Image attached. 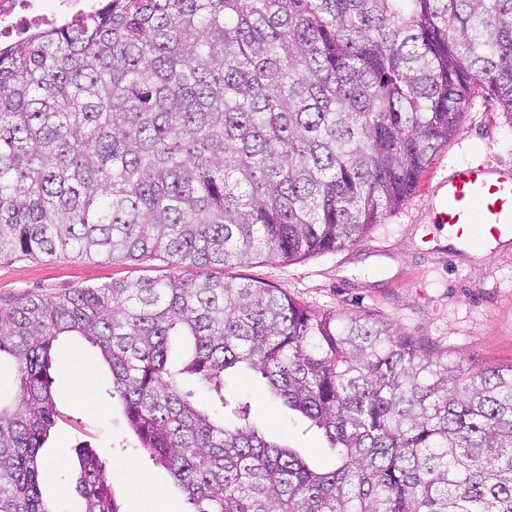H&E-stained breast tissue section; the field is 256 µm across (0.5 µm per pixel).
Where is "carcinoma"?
Returning <instances> with one entry per match:
<instances>
[{"label":"carcinoma","mask_w":512,"mask_h":512,"mask_svg":"<svg viewBox=\"0 0 512 512\" xmlns=\"http://www.w3.org/2000/svg\"><path fill=\"white\" fill-rule=\"evenodd\" d=\"M479 92L512 113V0H104L0 48V257L185 268L0 305L17 364L0 512H62L41 454L62 336L99 350L186 512H512V367L213 274L354 245ZM240 367L323 433L334 469L265 438L228 390ZM76 455L83 512H120L112 469Z\"/></svg>","instance_id":"cac0c4a2"}]
</instances>
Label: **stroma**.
Returning a JSON list of instances; mask_svg holds the SVG:
<instances>
[{
	"label": "stroma",
	"instance_id": "1",
	"mask_svg": "<svg viewBox=\"0 0 512 512\" xmlns=\"http://www.w3.org/2000/svg\"><path fill=\"white\" fill-rule=\"evenodd\" d=\"M484 161L512 167V118L491 96L475 94L456 134L398 209L384 215L352 246L294 261L265 257L224 270L228 282L260 281L285 291L302 307L341 316L357 314L387 322L428 348L448 353L475 369L512 367V246L485 256L457 255L428 223L427 188L448 165ZM162 256L136 261L107 255L0 259V304L37 294L59 296L72 289L115 280L182 275ZM52 393L58 419L44 448L47 462H63L58 480L45 489L63 512H80L76 491L81 447L94 449L112 466V491L122 512H161L163 504L183 512L185 503L170 475L136 449L122 407L112 399L110 371L95 347L75 336L60 337ZM93 364L96 381L86 393L74 388L69 359ZM248 402L250 418L270 439L294 448L321 466L334 462L323 434L272 399L259 375L229 380ZM163 491L162 501L135 496V480Z\"/></svg>",
	"mask_w": 512,
	"mask_h": 512
}]
</instances>
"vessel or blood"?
I'll list each match as a JSON object with an SVG mask.
<instances>
[{
	"label": "vessel or blood",
	"instance_id": "b4317fda",
	"mask_svg": "<svg viewBox=\"0 0 512 512\" xmlns=\"http://www.w3.org/2000/svg\"><path fill=\"white\" fill-rule=\"evenodd\" d=\"M429 221L447 227L464 248L512 243V169L449 167L432 187Z\"/></svg>",
	"mask_w": 512,
	"mask_h": 512
}]
</instances>
